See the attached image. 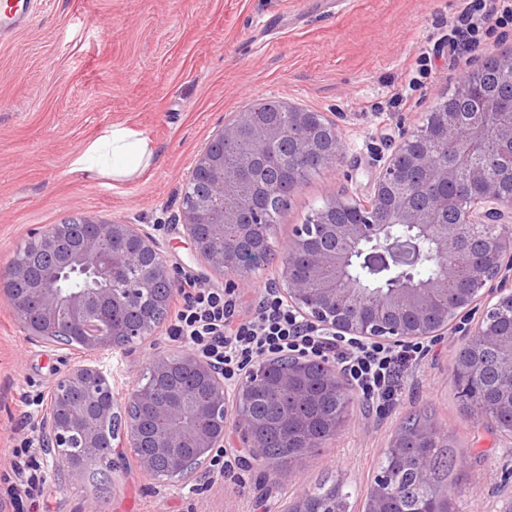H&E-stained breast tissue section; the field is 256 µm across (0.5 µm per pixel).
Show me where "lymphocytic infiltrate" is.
<instances>
[{
    "mask_svg": "<svg viewBox=\"0 0 512 512\" xmlns=\"http://www.w3.org/2000/svg\"><path fill=\"white\" fill-rule=\"evenodd\" d=\"M512 22V0H479L464 8L452 31V52L470 46L469 37L489 19ZM180 304L171 327L173 336L223 362L227 377H236L241 361L282 352L333 359L348 383L378 411L398 399L403 372L417 365L429 344H387L351 341L305 323L291 311L274 288L261 292L253 316L238 317V300L231 290L215 292L192 278L180 286Z\"/></svg>",
    "mask_w": 512,
    "mask_h": 512,
    "instance_id": "lymphocytic-infiltrate-1",
    "label": "lymphocytic infiltrate"
}]
</instances>
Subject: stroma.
Masks as SVG:
<instances>
[{"mask_svg": "<svg viewBox=\"0 0 512 512\" xmlns=\"http://www.w3.org/2000/svg\"><path fill=\"white\" fill-rule=\"evenodd\" d=\"M464 0H36L28 27L0 44V264L35 229L70 216L160 224L166 256L202 287L228 280L193 255L179 221L185 181L213 132L260 101L328 113L345 140L343 165L306 178L277 217L274 250L328 193H367L374 150L416 129L484 55L512 47V24L487 22L479 44L455 62L448 30ZM144 134L150 167L124 181L74 169L75 155L112 126ZM461 336L436 340L409 369L396 406L380 415L353 396L339 435L305 452L295 479L246 462L226 447L225 465L175 486L146 478L127 460L113 486L57 481L38 460L42 502L31 504L13 474L22 440L40 433V400L65 361L29 336L0 298V512H281L316 484L351 491L364 512L381 461L405 418L428 411L458 458L453 512L512 506V440L468 417L450 382ZM168 328L128 352L95 359L125 398L157 351L178 348Z\"/></svg>", "mask_w": 512, "mask_h": 512, "instance_id": "obj_1", "label": "stroma"}]
</instances>
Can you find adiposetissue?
Wrapping results in <instances>:
<instances>
[{
	"instance_id": "obj_1",
	"label": "adipose tissue",
	"mask_w": 512,
	"mask_h": 512,
	"mask_svg": "<svg viewBox=\"0 0 512 512\" xmlns=\"http://www.w3.org/2000/svg\"><path fill=\"white\" fill-rule=\"evenodd\" d=\"M154 156L150 141L122 126L105 131L74 158L78 170L98 169L123 181L147 168Z\"/></svg>"
}]
</instances>
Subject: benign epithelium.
<instances>
[{"label": "benign epithelium", "mask_w": 512, "mask_h": 512, "mask_svg": "<svg viewBox=\"0 0 512 512\" xmlns=\"http://www.w3.org/2000/svg\"><path fill=\"white\" fill-rule=\"evenodd\" d=\"M493 70L494 88L482 85ZM450 98L416 130L403 134L388 155H376V173L364 197L332 193L296 228L276 253L272 221L262 200L293 193L314 170L341 164L347 144L325 112L278 102L282 119L258 121L244 109L211 136L185 184L180 220L196 255L213 271L246 288L255 269L281 270L288 307L307 322L338 336L398 345L460 333L494 357L498 380L489 386L494 413L512 416V48L483 59ZM438 273L414 281L425 258ZM361 262L396 275L371 291L349 284L346 273ZM41 265L84 280L54 288L35 277ZM179 272L166 260V242L155 225L123 224L86 216L74 225L50 224L35 232L0 268V296L30 336L58 349L77 343L88 352L129 348L154 335L178 294ZM476 324L469 317L492 298ZM486 360L455 368L461 382L481 378ZM146 382L125 400L99 366L75 363L61 372L41 410V451L69 484L84 483L108 448L101 471L112 481L126 453L152 481L190 480L224 458L228 430L237 448L268 462L263 439L272 424L281 446L318 448L336 438L348 414L319 427L304 421L302 403L319 405L344 396L336 366L304 354L276 355L246 366L229 386L224 367L192 348L154 353ZM192 374L196 395L163 384ZM399 433L391 445L395 466L413 469L415 457ZM375 478L367 512H392ZM282 512H346L341 499L287 504Z\"/></svg>", "instance_id": "obj_1"}]
</instances>
